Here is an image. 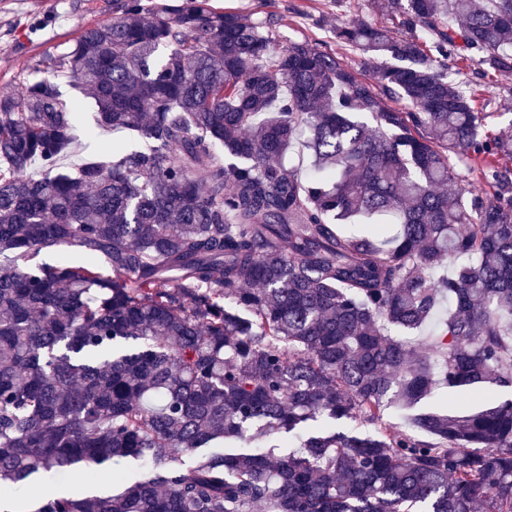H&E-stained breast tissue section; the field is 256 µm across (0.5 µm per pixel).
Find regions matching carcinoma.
I'll use <instances>...</instances> for the list:
<instances>
[{
    "instance_id": "carcinoma-1",
    "label": "carcinoma",
    "mask_w": 512,
    "mask_h": 512,
    "mask_svg": "<svg viewBox=\"0 0 512 512\" xmlns=\"http://www.w3.org/2000/svg\"><path fill=\"white\" fill-rule=\"evenodd\" d=\"M377 8L332 30L367 79L268 16L120 0L0 94V512H512V399L455 398L512 389V132L446 65L512 72V0ZM58 73L147 147L63 167Z\"/></svg>"
}]
</instances>
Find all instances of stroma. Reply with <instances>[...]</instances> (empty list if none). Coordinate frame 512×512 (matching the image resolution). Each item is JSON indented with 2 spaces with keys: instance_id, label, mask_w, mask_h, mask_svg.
Segmentation results:
<instances>
[{
  "instance_id": "obj_1",
  "label": "stroma",
  "mask_w": 512,
  "mask_h": 512,
  "mask_svg": "<svg viewBox=\"0 0 512 512\" xmlns=\"http://www.w3.org/2000/svg\"><path fill=\"white\" fill-rule=\"evenodd\" d=\"M215 8L271 16L276 22L280 44L306 39L322 50L343 55L333 39V23L360 20L380 22L371 0H212ZM119 0H0V94L21 93L30 69L49 53L67 51L81 31L109 19ZM448 73L467 83L477 103L490 112L493 131L512 128V73L487 82L477 65L460 66L449 58Z\"/></svg>"
}]
</instances>
